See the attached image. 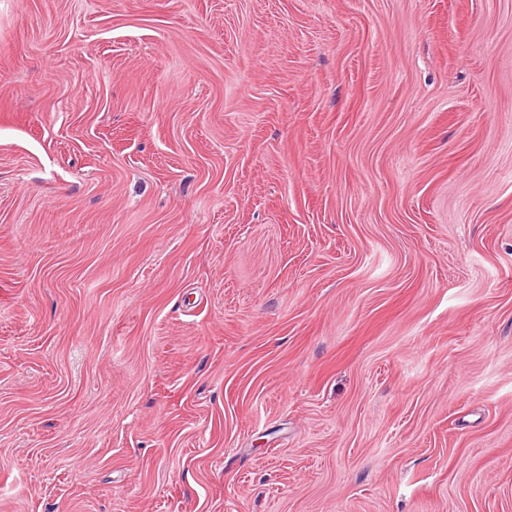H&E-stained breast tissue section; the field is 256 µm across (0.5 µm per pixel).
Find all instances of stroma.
Segmentation results:
<instances>
[{"label": "stroma", "mask_w": 512, "mask_h": 512, "mask_svg": "<svg viewBox=\"0 0 512 512\" xmlns=\"http://www.w3.org/2000/svg\"><path fill=\"white\" fill-rule=\"evenodd\" d=\"M0 512H512V0H0Z\"/></svg>", "instance_id": "obj_1"}]
</instances>
